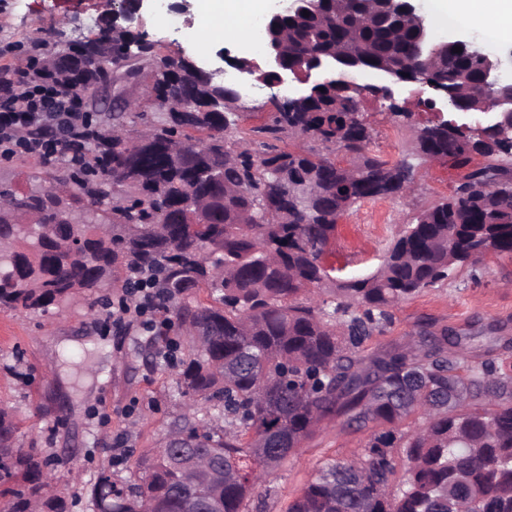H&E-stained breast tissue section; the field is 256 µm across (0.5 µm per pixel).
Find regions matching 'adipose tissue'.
<instances>
[{
	"mask_svg": "<svg viewBox=\"0 0 512 512\" xmlns=\"http://www.w3.org/2000/svg\"><path fill=\"white\" fill-rule=\"evenodd\" d=\"M269 0H200L204 21L225 23V37L236 35L235 23L262 13ZM431 13L441 27L460 20L486 25L497 38L512 41V0H433Z\"/></svg>",
	"mask_w": 512,
	"mask_h": 512,
	"instance_id": "adipose-tissue-1",
	"label": "adipose tissue"
}]
</instances>
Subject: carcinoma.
<instances>
[{
  "instance_id": "1",
  "label": "carcinoma",
  "mask_w": 512,
  "mask_h": 512,
  "mask_svg": "<svg viewBox=\"0 0 512 512\" xmlns=\"http://www.w3.org/2000/svg\"><path fill=\"white\" fill-rule=\"evenodd\" d=\"M297 8L272 25L288 30V64L304 69L313 54L336 62L314 94L275 104L250 127L264 137L251 143L241 124L255 113L238 111L237 89L158 57L145 32L132 62L103 60L112 32L100 29L95 45L49 70L53 30L31 41V77L42 83L102 84L135 63L156 65L144 111L114 108L109 129L75 135L62 166L30 189L0 186L17 219L0 222V310L60 311L76 292L93 307L110 286L162 289L148 336L177 369L183 413L134 460L136 479L98 472L86 490L91 512H249L269 473L336 419L369 431L359 457L323 462L287 512H512V376L448 349L459 341L446 329L421 327L410 348L360 350L393 308L479 261L480 246L512 256V161L502 162L497 140L454 136L446 120L421 128L423 158L466 167L475 152L487 163L419 211L376 272L345 279L327 263L344 212L414 184L407 161L367 153L360 99L336 72L431 68L432 94L446 86L474 106L481 61L452 41L423 52L426 38L380 0ZM158 101L183 111L158 118ZM287 138L314 145L279 146ZM338 149L352 165L336 162ZM451 384L465 390L452 409ZM16 432L0 408V512H68L55 469Z\"/></svg>"
}]
</instances>
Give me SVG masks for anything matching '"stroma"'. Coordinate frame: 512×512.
<instances>
[{
    "label": "stroma",
    "mask_w": 512,
    "mask_h": 512,
    "mask_svg": "<svg viewBox=\"0 0 512 512\" xmlns=\"http://www.w3.org/2000/svg\"><path fill=\"white\" fill-rule=\"evenodd\" d=\"M108 0H0V67H27V45L58 18L77 14L65 39H91ZM141 28L161 41L167 54L181 53L198 64L220 66L229 50L244 60H261L248 40L228 41L203 29L197 9L178 16L176 26L145 9ZM437 41L468 39L501 60L500 72L512 77V43L499 41L478 25L432 27ZM395 100L411 120L397 117L372 97L362 100L371 129V153L396 162L415 163V190L403 197L363 201L339 217L332 244L334 266L364 277L374 272L407 222L452 191L463 171L449 159L416 158V135L425 125L449 119L452 110L421 107L425 90L394 88ZM51 163L28 154L0 157V183L27 189L30 178L50 171ZM109 303L89 308L75 296L62 313L43 316L0 312V406L19 423L21 446L41 448L60 475L59 488L70 512H86L85 489L103 469L117 482L131 477L130 463L156 447L182 413L176 371L157 364L135 316L112 317L121 292L104 291ZM470 336L466 355L492 360L512 374V257L489 256L457 271L443 286L429 288L394 311L392 324L364 345L372 352L391 344L415 343L420 324ZM368 433L337 421L323 422L316 433L257 488L250 512H286L289 501L328 459L349 462L360 454Z\"/></svg>",
    "instance_id": "obj_1"
}]
</instances>
